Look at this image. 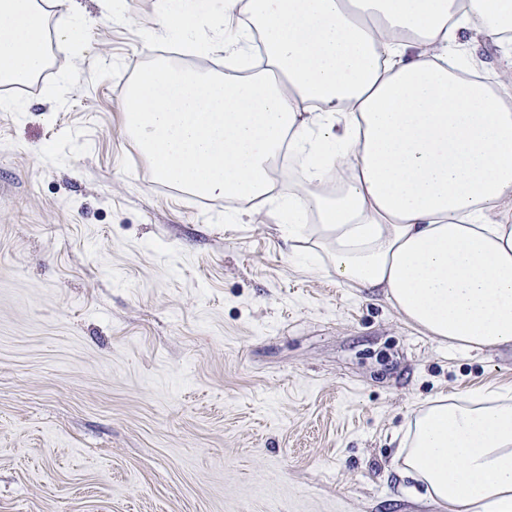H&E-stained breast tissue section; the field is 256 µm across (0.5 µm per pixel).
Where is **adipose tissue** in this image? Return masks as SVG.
I'll return each mask as SVG.
<instances>
[{"instance_id":"ef3b65f1","label":"adipose tissue","mask_w":512,"mask_h":512,"mask_svg":"<svg viewBox=\"0 0 512 512\" xmlns=\"http://www.w3.org/2000/svg\"><path fill=\"white\" fill-rule=\"evenodd\" d=\"M0 0V84L46 63L49 10ZM250 15L251 27L237 22ZM155 33L224 73L158 61L128 89L124 125L157 180L276 199L280 154L306 174L281 216L339 284L378 288L438 343L512 345V0H158ZM398 472L441 512H512V393L441 395L408 419Z\"/></svg>"}]
</instances>
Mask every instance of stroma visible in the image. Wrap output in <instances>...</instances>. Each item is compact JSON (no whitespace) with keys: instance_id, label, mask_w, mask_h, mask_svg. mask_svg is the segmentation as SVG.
Instances as JSON below:
<instances>
[{"instance_id":"obj_1","label":"stroma","mask_w":512,"mask_h":512,"mask_svg":"<svg viewBox=\"0 0 512 512\" xmlns=\"http://www.w3.org/2000/svg\"><path fill=\"white\" fill-rule=\"evenodd\" d=\"M155 10L76 0L47 25L78 42L0 88V512H439L392 436L512 388V346L439 345L276 207L229 223L158 182L123 119Z\"/></svg>"}]
</instances>
